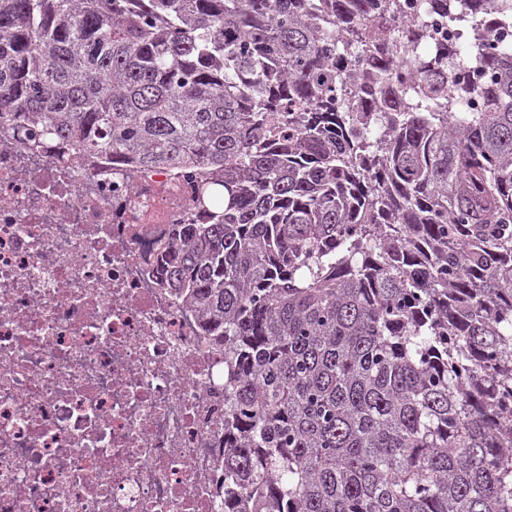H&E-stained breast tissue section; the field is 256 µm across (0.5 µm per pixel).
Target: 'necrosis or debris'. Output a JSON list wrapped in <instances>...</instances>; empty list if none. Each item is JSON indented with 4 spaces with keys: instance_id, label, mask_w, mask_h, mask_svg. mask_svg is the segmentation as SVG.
Masks as SVG:
<instances>
[{
    "instance_id": "4bbe7bcc",
    "label": "necrosis or debris",
    "mask_w": 512,
    "mask_h": 512,
    "mask_svg": "<svg viewBox=\"0 0 512 512\" xmlns=\"http://www.w3.org/2000/svg\"><path fill=\"white\" fill-rule=\"evenodd\" d=\"M423 24L476 32L400 0ZM204 177L70 163L0 113V512H224V355L157 274Z\"/></svg>"
}]
</instances>
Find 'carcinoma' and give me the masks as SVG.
<instances>
[{"instance_id": "1", "label": "carcinoma", "mask_w": 512, "mask_h": 512, "mask_svg": "<svg viewBox=\"0 0 512 512\" xmlns=\"http://www.w3.org/2000/svg\"><path fill=\"white\" fill-rule=\"evenodd\" d=\"M397 7L0 0V111L213 175L160 272L224 352V512H512V50L404 72Z\"/></svg>"}]
</instances>
